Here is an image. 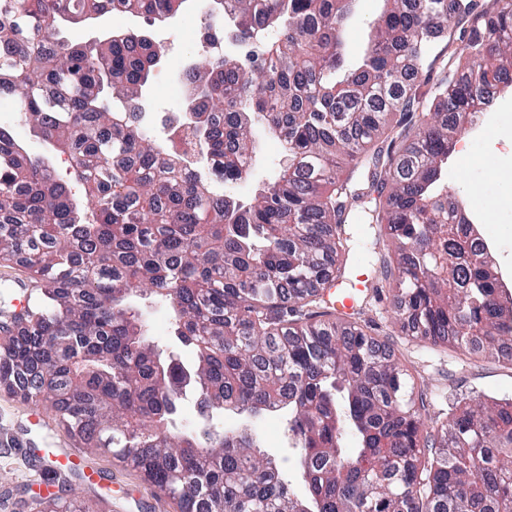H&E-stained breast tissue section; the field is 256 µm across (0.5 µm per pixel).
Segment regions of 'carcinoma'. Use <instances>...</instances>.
Returning <instances> with one entry per match:
<instances>
[{
    "mask_svg": "<svg viewBox=\"0 0 512 512\" xmlns=\"http://www.w3.org/2000/svg\"><path fill=\"white\" fill-rule=\"evenodd\" d=\"M188 2L0 0V101L40 145L0 127V262L39 290L0 324V390L51 405L72 439L137 471L155 512H512V398L429 421L394 354L323 299L347 273L356 210L378 228L373 272L397 291L396 322L512 361V292L443 183L476 113L512 86V0H381L355 52L340 39L354 0H209L231 8V35L278 38L248 66L226 54L186 70L197 161L126 119L163 50L135 31L61 36L93 17L168 22ZM440 44L451 65L435 80ZM259 131L284 143L283 162L244 202ZM56 151L81 195L48 164ZM135 297L167 309L189 361L158 349ZM190 394L203 428L175 424ZM227 415L242 426L225 429ZM270 415L294 483L261 449Z\"/></svg>",
    "mask_w": 512,
    "mask_h": 512,
    "instance_id": "carcinoma-1",
    "label": "carcinoma"
}]
</instances>
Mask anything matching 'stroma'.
<instances>
[{
    "instance_id": "obj_1",
    "label": "stroma",
    "mask_w": 512,
    "mask_h": 512,
    "mask_svg": "<svg viewBox=\"0 0 512 512\" xmlns=\"http://www.w3.org/2000/svg\"><path fill=\"white\" fill-rule=\"evenodd\" d=\"M444 179L469 208L483 211L477 230L495 241L492 254L499 273L512 275L511 92L499 94L481 130L458 142ZM395 300V290L382 289L377 300L364 305L362 327L400 360L415 390L425 393L432 419H445L453 405L477 396L484 400L512 397V362L465 356L420 342L392 319ZM40 415L42 429L29 430L35 445L29 457L13 449L0 454V512H40L37 493L58 489L57 479L41 462L43 453L63 454L76 446L52 409L41 408ZM258 430L265 450L277 459L285 476H292L295 459L282 421L266 417ZM82 459L85 472L71 476L70 482L95 512H149L151 489L138 472L107 455L86 453Z\"/></svg>"
}]
</instances>
